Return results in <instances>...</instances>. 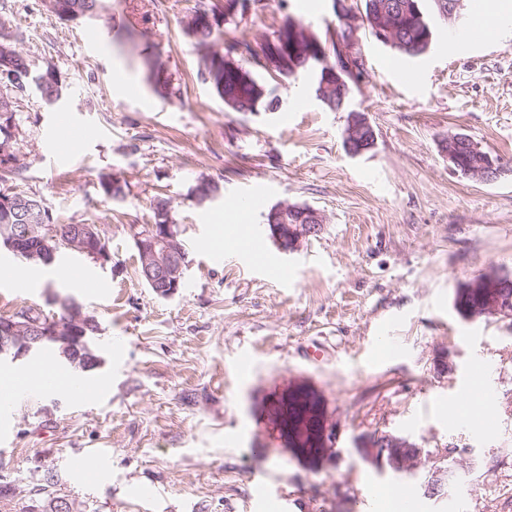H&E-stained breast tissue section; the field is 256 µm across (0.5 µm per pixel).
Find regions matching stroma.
<instances>
[{"instance_id":"stroma-1","label":"stroma","mask_w":512,"mask_h":512,"mask_svg":"<svg viewBox=\"0 0 512 512\" xmlns=\"http://www.w3.org/2000/svg\"><path fill=\"white\" fill-rule=\"evenodd\" d=\"M96 17L59 18L44 0H0V32L64 87L55 103L29 91L15 112V148L26 166L13 191L42 200L63 224H98L112 253L103 265L72 254L100 290L64 278L59 265H28V288L0 285V316L31 305L53 314L72 296L98 324L101 379L82 401L29 391L0 413V479L16 487L0 512H23L30 489L54 473L79 512H279L257 488L287 482L300 500L288 512H377L392 473L360 446L398 433L432 452L455 447L468 491L429 498L413 479L419 512H512V328L464 321L457 285L492 269L512 271V174L493 183L453 172L442 152L464 133L512 161V8L485 44L450 41L456 21L423 6L432 48L407 56L359 31L364 62L345 110L327 109L308 76L285 79L260 57L240 56L281 101L273 112H228L200 75L203 52L185 25L198 7L220 21L216 49L259 48L286 19L336 37L333 0H260L247 13L227 0H105ZM365 113L376 144L352 157L343 145L350 111ZM85 125L71 131V115ZM66 128L50 146L51 127ZM126 181L115 201L104 177ZM219 186L197 203L198 180ZM258 186L253 209L237 194ZM168 198L188 250L185 286L153 294L137 273L133 235ZM325 217L320 234L280 254L275 286L244 264L241 244L212 246L217 225L257 228L278 203ZM449 349L455 369L433 372ZM490 366L495 430L454 422L453 393L467 365ZM292 380L324 394L339 426L336 466L310 473L270 434L263 403ZM108 452L102 470L69 459Z\"/></svg>"}]
</instances>
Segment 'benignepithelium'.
I'll list each match as a JSON object with an SVG mask.
<instances>
[{
	"instance_id": "benign-epithelium-1",
	"label": "benign epithelium",
	"mask_w": 512,
	"mask_h": 512,
	"mask_svg": "<svg viewBox=\"0 0 512 512\" xmlns=\"http://www.w3.org/2000/svg\"><path fill=\"white\" fill-rule=\"evenodd\" d=\"M336 16L345 24L346 38L336 43L344 65L324 67L320 97L339 88L344 89L345 77L355 70L353 52L357 44L359 23H368L366 16L347 7L346 0H334ZM397 8L390 4L378 6L377 19L370 22L374 34L385 46L397 43L394 18ZM299 47L296 30H291L288 42L281 46L270 41L265 49L264 64L269 70L283 69L288 62V53ZM371 129L370 123L360 112L350 113V120L344 131L348 153L359 156L374 147L357 141V133ZM448 166L455 172L493 182L508 173V166L498 158L482 151L481 145L472 138L464 139L450 134L444 145ZM325 223L324 216L317 210L302 205L283 203L272 208L268 229L275 246L284 253L297 251L304 240L320 233ZM37 238L43 249H24L21 243ZM141 258L142 275L155 288L161 298L175 296L184 281L186 258L180 246L179 232L175 224H149L145 230L134 235ZM0 242L8 248L22 253L31 261H46L56 249L63 247L87 255L97 261H106L105 238L99 225L74 224L66 234H61L54 224H6L0 227ZM500 270H488L469 281V287L454 295V302L464 313L463 320L469 323L494 318L512 325V294ZM90 318L80 314L61 328L54 320L33 325L20 315L0 320V354H10L11 348L19 344L23 350L45 343L65 342L77 349L91 350L95 346ZM266 422L272 425L284 439L285 448L292 459L311 472H319L327 466L336 465L337 423L328 410L321 391L306 380L288 383V386L263 405ZM448 452L437 458L421 447L412 438L385 433L370 439L367 459L376 467L399 475H416L427 472L424 484L427 495L448 485V466L445 461L452 457Z\"/></svg>"
}]
</instances>
